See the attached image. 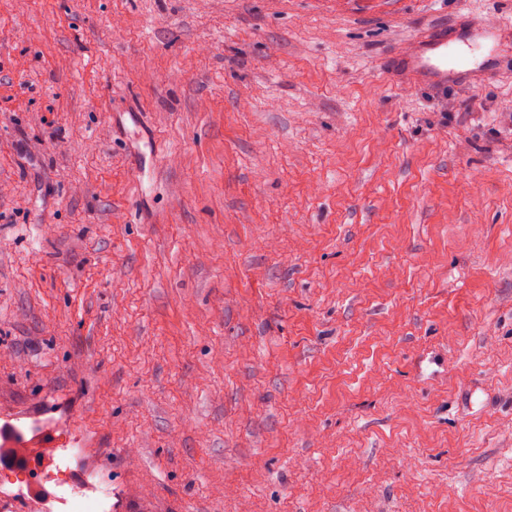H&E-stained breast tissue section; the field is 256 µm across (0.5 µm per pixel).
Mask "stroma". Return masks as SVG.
Segmentation results:
<instances>
[{"label": "stroma", "mask_w": 512, "mask_h": 512, "mask_svg": "<svg viewBox=\"0 0 512 512\" xmlns=\"http://www.w3.org/2000/svg\"><path fill=\"white\" fill-rule=\"evenodd\" d=\"M512 0H0V414L111 512H512ZM456 39L453 33L448 34V24L434 25L409 52L388 61V77L397 84L424 83L444 87L448 86V81L466 79L491 65L494 48L488 52L484 46L475 44L472 50H479L483 61L477 70L466 69L465 61L455 55L451 46Z\"/></svg>", "instance_id": "35a3bbf8"}]
</instances>
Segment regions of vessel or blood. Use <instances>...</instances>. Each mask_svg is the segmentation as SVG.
I'll return each instance as SVG.
<instances>
[{"label":"vessel or blood","instance_id":"obj_1","mask_svg":"<svg viewBox=\"0 0 512 512\" xmlns=\"http://www.w3.org/2000/svg\"><path fill=\"white\" fill-rule=\"evenodd\" d=\"M453 39L447 25H434L409 52L388 61V77L397 84L424 83L434 87L470 77V70L454 53Z\"/></svg>","mask_w":512,"mask_h":512}]
</instances>
